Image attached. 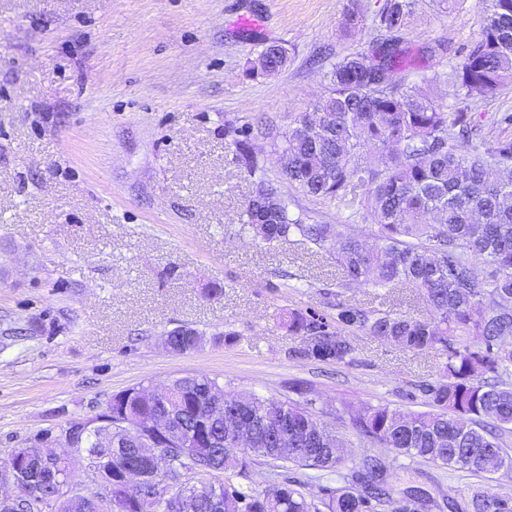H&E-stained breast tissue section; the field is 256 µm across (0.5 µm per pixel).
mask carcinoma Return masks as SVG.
Returning <instances> with one entry per match:
<instances>
[{
    "instance_id": "carcinoma-1",
    "label": "carcinoma",
    "mask_w": 512,
    "mask_h": 512,
    "mask_svg": "<svg viewBox=\"0 0 512 512\" xmlns=\"http://www.w3.org/2000/svg\"><path fill=\"white\" fill-rule=\"evenodd\" d=\"M415 0H384L375 23L384 38L374 44L379 67L358 55L337 60L330 71L332 90L316 106L314 117L303 113L282 143L288 183L312 197L366 207L375 216L378 233L369 244L345 231L343 224H305L289 215L288 203L276 187L260 180L243 209L253 239L264 244L298 234L326 252L341 269L340 288L353 285H406L418 291L429 310L425 319L391 311L336 302L333 322L314 313L288 311L282 325L304 338L301 354L341 362L354 351L343 333L361 330L375 339L414 352L442 348L448 340L479 336L483 351L468 347L448 357L438 382L428 384L427 412H404L388 406L367 407L353 417L363 436L399 455L486 473L483 461L497 458V472L512 476V454L502 446V432L512 431V383L489 382L488 372L512 367V134L502 135L478 153L465 143L471 118L447 112L417 89L395 88L393 74L403 67L407 50L402 32ZM482 38L461 55L443 76L457 95L493 92L512 85V0H491ZM287 62L279 45H266L259 55L266 74ZM234 139L238 161L254 175L260 166L250 131ZM483 260L478 265L474 259ZM164 340L176 355L199 349L205 336L180 326ZM296 399L240 398L224 393L206 377L178 378L166 388V401H155L141 388L112 396L98 425L71 435L85 455L99 460V480L121 493V471L139 460L141 475L151 486L165 485L169 498L126 503L125 512H169L171 500L184 491L198 494L196 512H374L384 504L391 512H426L428 498L415 487L389 481L388 467L376 457L362 459L355 484L317 498L296 481L277 480L262 491L230 484L199 483L195 475L243 470L263 459L310 469H332L341 463L333 449L311 443L321 431L333 435L313 412L306 390L294 388ZM237 402L236 415L251 435L243 451L228 440L225 419L207 412L213 397ZM167 412L174 425L166 432L151 427ZM288 422V434L278 425ZM155 441L169 461L154 471L140 447L143 437ZM197 442L194 452L182 439ZM25 460L19 500L0 504V512H103L97 494L57 495L69 481L72 462L47 446L35 454L26 448L11 453ZM474 512H512V498L488 488L472 492Z\"/></svg>"
}]
</instances>
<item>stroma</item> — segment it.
<instances>
[{"label": "stroma", "mask_w": 512, "mask_h": 512, "mask_svg": "<svg viewBox=\"0 0 512 512\" xmlns=\"http://www.w3.org/2000/svg\"><path fill=\"white\" fill-rule=\"evenodd\" d=\"M383 0H0V466L17 448L63 445L113 395L188 375L277 399L306 388L347 446L336 470L285 476L351 486L374 456L424 489L428 512H471L493 481L396 454L351 421L367 406L427 410L421 393L446 360L348 332L351 360L301 357L285 309L334 314L337 299L424 318L409 287L338 288L335 264L299 236L255 242L241 213L255 188L233 130L250 141L288 208L307 224H345L364 239L371 211L306 195L282 175L280 146L331 89V65L369 53ZM490 0H416L394 80L447 111L471 113L488 145L512 113V87L469 98L438 82L482 36ZM362 19L343 30L344 14ZM287 65L253 74L266 43ZM203 332V348L166 351L165 331ZM232 331L234 343L221 335Z\"/></svg>", "instance_id": "35a3bbf8"}]
</instances>
